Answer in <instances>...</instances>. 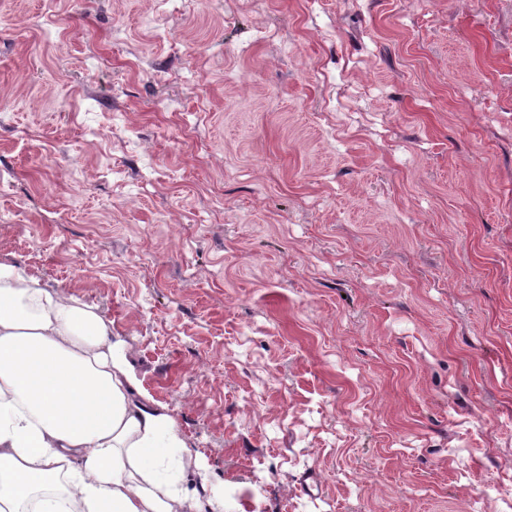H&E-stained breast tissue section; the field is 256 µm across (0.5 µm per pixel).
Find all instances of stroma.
Masks as SVG:
<instances>
[{
    "mask_svg": "<svg viewBox=\"0 0 512 512\" xmlns=\"http://www.w3.org/2000/svg\"><path fill=\"white\" fill-rule=\"evenodd\" d=\"M0 173L224 512L512 499V0H0Z\"/></svg>",
    "mask_w": 512,
    "mask_h": 512,
    "instance_id": "35a3bbf8",
    "label": "stroma"
}]
</instances>
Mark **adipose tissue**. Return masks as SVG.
Masks as SVG:
<instances>
[{
	"label": "adipose tissue",
	"instance_id": "obj_1",
	"mask_svg": "<svg viewBox=\"0 0 512 512\" xmlns=\"http://www.w3.org/2000/svg\"><path fill=\"white\" fill-rule=\"evenodd\" d=\"M93 307L0 262V512H222L164 410L135 399Z\"/></svg>",
	"mask_w": 512,
	"mask_h": 512
}]
</instances>
